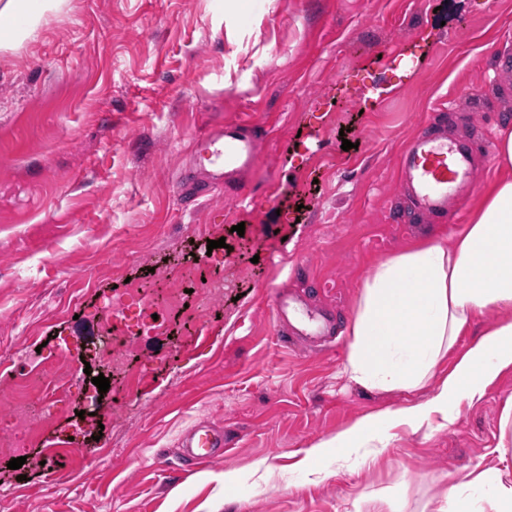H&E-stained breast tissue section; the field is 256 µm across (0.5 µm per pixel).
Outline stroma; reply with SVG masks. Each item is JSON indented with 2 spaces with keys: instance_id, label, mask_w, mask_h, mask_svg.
Returning <instances> with one entry per match:
<instances>
[{
  "instance_id": "1",
  "label": "stroma",
  "mask_w": 512,
  "mask_h": 512,
  "mask_svg": "<svg viewBox=\"0 0 512 512\" xmlns=\"http://www.w3.org/2000/svg\"><path fill=\"white\" fill-rule=\"evenodd\" d=\"M504 48L512 0H68L0 53V391L39 356L88 355L114 292L130 293L132 327L142 294L160 303L177 288L185 304L138 337L129 377L112 381L123 412L103 404L80 427L72 398L20 470L0 457V512H356L379 495L431 512L466 475L512 481V449L498 450L512 371L448 427L397 431L371 464L327 463L318 482L299 465L409 399L349 381L347 327L374 263L455 234L500 176L489 146L512 100L475 112L468 95ZM444 107L449 136L478 146L476 185L447 218L390 223L391 206L412 207L400 147ZM239 122L258 139L237 177L251 203L219 186L186 208L176 179L191 141ZM219 278L223 296L198 311ZM279 288L324 312L330 338L280 342ZM200 420L223 430L224 457L189 468L178 443ZM68 439L94 454L60 461L50 482L44 456Z\"/></svg>"
}]
</instances>
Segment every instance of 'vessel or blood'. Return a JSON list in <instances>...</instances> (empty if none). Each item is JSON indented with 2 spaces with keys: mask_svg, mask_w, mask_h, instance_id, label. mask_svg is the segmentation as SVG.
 I'll list each match as a JSON object with an SVG mask.
<instances>
[{
  "mask_svg": "<svg viewBox=\"0 0 512 512\" xmlns=\"http://www.w3.org/2000/svg\"><path fill=\"white\" fill-rule=\"evenodd\" d=\"M511 97L512 84L495 81L486 86L475 106L489 110ZM191 156L196 163L207 161L208 176L219 184L254 167L257 137L252 126L245 123L214 125L194 139ZM399 173L402 184L412 195L413 213L425 220L443 218L449 207L475 186V152L468 141L449 138L447 133L422 132L402 146ZM410 214L397 208L391 220L404 224ZM327 330L324 316L309 313L294 325L290 335L305 342L325 336ZM180 447L190 464L209 463L223 458L224 435L208 424L199 423L186 432Z\"/></svg>",
  "mask_w": 512,
  "mask_h": 512,
  "instance_id": "1",
  "label": "vessel or blood"
}]
</instances>
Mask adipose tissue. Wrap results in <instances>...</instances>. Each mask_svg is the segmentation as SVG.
I'll return each mask as SVG.
<instances>
[{
    "label": "adipose tissue",
    "instance_id": "1",
    "mask_svg": "<svg viewBox=\"0 0 512 512\" xmlns=\"http://www.w3.org/2000/svg\"><path fill=\"white\" fill-rule=\"evenodd\" d=\"M66 0H0V52L33 39ZM487 310L506 317L482 333L444 377L435 368L473 319ZM352 338L344 372L368 390H421L419 402L367 415L313 446L302 459L313 480L320 462L337 468L374 462L394 430L445 427L461 403L480 400L487 386L512 368V178L493 182L474 206L470 224L453 238L417 244L378 262L365 279L348 327Z\"/></svg>",
    "mask_w": 512,
    "mask_h": 512
}]
</instances>
